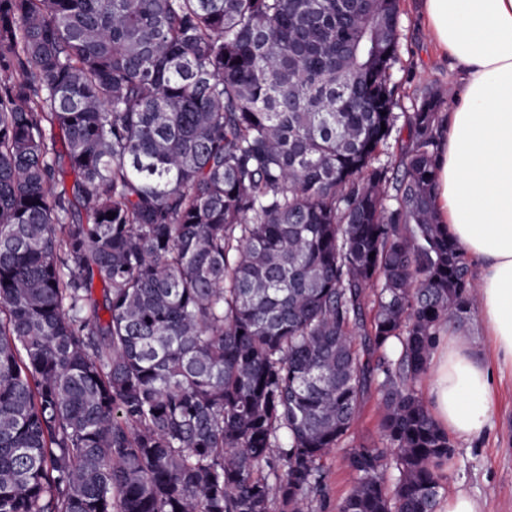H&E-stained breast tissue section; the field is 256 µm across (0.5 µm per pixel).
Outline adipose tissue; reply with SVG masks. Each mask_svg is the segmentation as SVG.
Segmentation results:
<instances>
[{
    "label": "adipose tissue",
    "mask_w": 512,
    "mask_h": 512,
    "mask_svg": "<svg viewBox=\"0 0 512 512\" xmlns=\"http://www.w3.org/2000/svg\"><path fill=\"white\" fill-rule=\"evenodd\" d=\"M424 18L459 73L440 156L435 209L480 263L481 316L500 367L512 369V0H424ZM491 368L461 333L441 339L430 396L439 425L480 435Z\"/></svg>",
    "instance_id": "obj_1"
}]
</instances>
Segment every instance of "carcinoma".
I'll return each instance as SVG.
<instances>
[{
	"label": "carcinoma",
	"mask_w": 512,
	"mask_h": 512,
	"mask_svg": "<svg viewBox=\"0 0 512 512\" xmlns=\"http://www.w3.org/2000/svg\"><path fill=\"white\" fill-rule=\"evenodd\" d=\"M398 17L0 0V512H311L371 381L386 447L336 512H438L416 383L474 274L433 204L445 101L379 162Z\"/></svg>",
	"instance_id": "cac0c4a2"
}]
</instances>
